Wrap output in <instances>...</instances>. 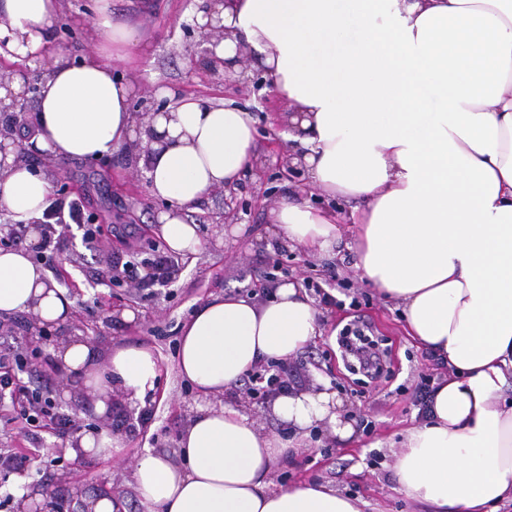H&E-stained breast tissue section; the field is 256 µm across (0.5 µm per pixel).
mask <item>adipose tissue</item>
Segmentation results:
<instances>
[{"label": "adipose tissue", "instance_id": "ef3b65f1", "mask_svg": "<svg viewBox=\"0 0 512 512\" xmlns=\"http://www.w3.org/2000/svg\"><path fill=\"white\" fill-rule=\"evenodd\" d=\"M92 27L106 37L72 58L52 47L59 0H0V61L17 66L0 103L43 73L36 149L49 160L121 152L144 166L168 251L202 243L184 212L258 167L250 112L160 89L167 104L139 126L138 24L98 0ZM198 24L224 27L217 68L239 74L250 50L294 112L292 165L312 187L358 203L356 268L395 303L404 331L448 368L423 420L396 449L399 491L430 512H496L512 502V0H212ZM0 207L26 227L28 245L0 248V317L33 314L66 324L74 302L31 248L56 194L48 174L0 143ZM267 222L313 253L340 236L328 210L282 199ZM327 325L305 288L278 284L264 302L234 293L198 304L181 328L176 372L206 398L235 388L264 363L303 353ZM73 390L107 414L112 391L144 399L159 366L150 348L67 337L51 349ZM270 414L290 435L262 433L230 404L198 408L176 454L145 450L131 485L145 512H363L360 499L270 476L312 429L347 443L356 430L326 380L273 395Z\"/></svg>", "mask_w": 512, "mask_h": 512}]
</instances>
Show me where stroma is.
<instances>
[{"label":"stroma","instance_id":"1","mask_svg":"<svg viewBox=\"0 0 512 512\" xmlns=\"http://www.w3.org/2000/svg\"><path fill=\"white\" fill-rule=\"evenodd\" d=\"M112 3L115 19L139 22L144 35L140 86L132 100L141 119L166 106V99L157 94L164 86L231 101L255 120L261 165L235 186L212 191L187 212V222L199 229L201 252L174 256L175 272L169 281L147 291L140 287L147 273L142 261L163 244L157 220L163 204L150 196L140 169L130 167L121 154L54 163L30 154L34 166L55 175L60 196L84 197L87 216L99 220L104 230L103 240L90 249L82 228L71 226L66 235H52L50 247L37 254V261L73 299L74 315L84 322L89 342L120 340L155 353L160 368L157 388L142 401L114 394L112 411L103 418L95 411L94 395L69 393L67 381L47 371L50 345L30 336L32 314L19 313L1 324L0 340L23 351L37 349L34 366L42 373L39 383L47 387L55 412L76 421L81 432L105 428L121 434L131 460L145 448L175 450L179 435L203 403L175 370L180 329L195 306L223 292L262 299L267 286L295 282L328 317L330 330L359 321L366 334L381 337L390 363L375 380L352 374L337 341L328 337L289 360V382L308 386L320 376L331 383L355 421L360 442L346 447L313 431L305 450L289 457L274 472L273 482L285 487L316 480L361 499L364 512H424L397 490L392 450L400 433L419 417L413 404L418 385L438 380L443 369L405 335L399 310L384 303L359 277L354 251L344 248L334 256H314L269 230V209L307 182L304 173L288 174L280 165L287 100L256 88L262 71H254L253 82L234 87L226 74L201 68L199 37L192 29L196 0H154L147 12L142 11L141 0ZM95 5L96 0H61L54 46L78 57L99 45L103 37L89 25ZM123 308L135 312L134 321L116 317V310ZM250 385V379H243L228 403L243 408L262 432L282 433V425L269 413L267 397L251 393ZM72 438L69 432L43 434L41 451L27 470L33 486L50 490L54 499L65 503L66 512H82L81 495L101 493L118 495L127 512H143L127 484V468L108 457L73 456Z\"/></svg>","mask_w":512,"mask_h":512}]
</instances>
